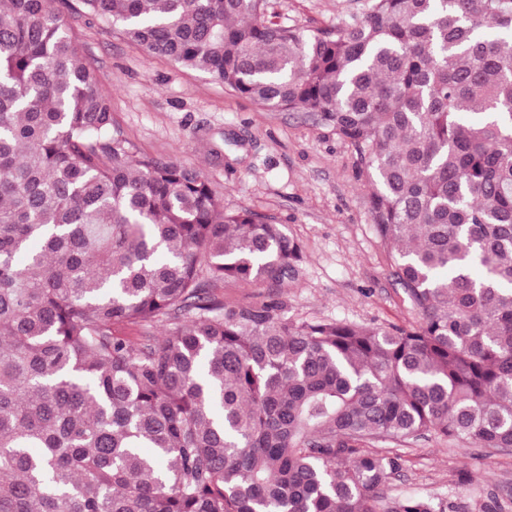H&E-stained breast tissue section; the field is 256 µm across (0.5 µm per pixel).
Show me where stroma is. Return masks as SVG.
I'll return each instance as SVG.
<instances>
[{
	"label": "stroma",
	"instance_id": "obj_1",
	"mask_svg": "<svg viewBox=\"0 0 512 512\" xmlns=\"http://www.w3.org/2000/svg\"><path fill=\"white\" fill-rule=\"evenodd\" d=\"M368 0H270L278 21L299 27L352 21ZM61 17L112 98L114 124L135 150L202 172L240 207L269 215L303 249L281 288L294 320L408 325L418 315L391 275L368 210L356 154L301 113L265 110L215 80L149 56L120 27L89 14ZM401 469L386 498L428 497L446 512H512V448H481L429 433L398 446Z\"/></svg>",
	"mask_w": 512,
	"mask_h": 512
}]
</instances>
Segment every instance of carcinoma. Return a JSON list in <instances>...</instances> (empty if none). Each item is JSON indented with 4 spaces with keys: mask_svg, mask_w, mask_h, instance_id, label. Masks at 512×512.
<instances>
[{
    "mask_svg": "<svg viewBox=\"0 0 512 512\" xmlns=\"http://www.w3.org/2000/svg\"><path fill=\"white\" fill-rule=\"evenodd\" d=\"M78 2L352 146L420 319L288 318L284 225L134 153L53 0H0V512H377L379 442L512 448V0ZM368 0H270L276 20L299 27L351 22L366 8ZM216 293L224 296V301L231 303L261 304L268 300L269 289L253 284L229 283L224 288H218Z\"/></svg>",
    "mask_w": 512,
    "mask_h": 512,
    "instance_id": "carcinoma-1",
    "label": "carcinoma"
}]
</instances>
